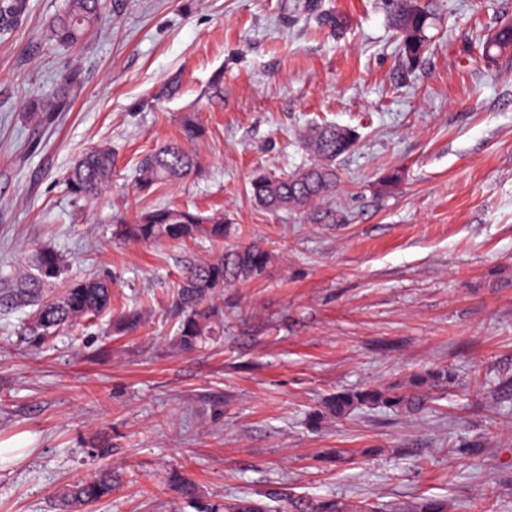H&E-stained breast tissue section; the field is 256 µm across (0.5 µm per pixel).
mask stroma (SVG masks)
I'll use <instances>...</instances> for the list:
<instances>
[{"label":"stroma","mask_w":512,"mask_h":512,"mask_svg":"<svg viewBox=\"0 0 512 512\" xmlns=\"http://www.w3.org/2000/svg\"><path fill=\"white\" fill-rule=\"evenodd\" d=\"M61 4L27 0L0 33V271L54 248L67 276L115 275L113 311L141 307L144 325L125 333L107 314L39 351L16 334L24 312L0 313V512H57L54 492L105 461L112 497L81 512L279 493L274 512L325 499L407 512L426 496L512 512V391L495 388L512 378V49L489 59L480 45L512 0H436L412 69L386 0H108L74 49L50 36ZM336 12L339 33L322 23ZM74 68L69 106L29 111ZM188 113L208 132L191 144L199 172L136 193L137 161ZM323 121L359 135L336 163L330 218L256 207L253 174L306 164L297 137ZM103 141L112 188L78 199L65 178ZM184 202L237 224L225 248L258 239L276 256L264 278L225 289L223 335L191 351L172 295L210 245L112 236L115 214ZM444 367L456 385L423 412H325L336 392ZM326 448L349 457L317 461Z\"/></svg>","instance_id":"1"}]
</instances>
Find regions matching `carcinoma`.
Masks as SVG:
<instances>
[{"instance_id": "cac0c4a2", "label": "carcinoma", "mask_w": 512, "mask_h": 512, "mask_svg": "<svg viewBox=\"0 0 512 512\" xmlns=\"http://www.w3.org/2000/svg\"><path fill=\"white\" fill-rule=\"evenodd\" d=\"M26 0H0V23L6 25L24 12ZM104 8V0H65L63 10L50 25L54 40L72 48L92 31ZM391 23L398 35L402 63L412 69L425 52L432 13L421 0H391ZM512 48V22L499 26L484 43L486 57ZM81 84L77 70L64 77L60 96L41 100L32 106L35 112H54L61 96ZM206 129L188 115L182 121V138L195 141L205 137ZM355 129L334 123L311 124L300 134L302 149L309 161L297 170L275 175L264 171L254 173L250 192L261 208L300 212L325 201L336 190V161L357 145ZM112 146L100 143L83 154L71 171L67 186L78 196L96 198L112 185ZM197 168V161L182 143L172 141L146 155L137 164L135 185L139 192H154L186 178ZM113 234L137 243L205 240L213 247L224 246V238L232 225L224 216H205L188 206L165 205L140 212L132 221L115 217ZM274 262V254L258 241H251L212 259H185L183 274L175 287V308L180 313L178 335L181 343L193 347L208 336L219 333L223 322L214 300L224 296V289L261 279ZM64 268L63 257L43 247L35 251L30 270L0 273V310L30 308L21 323L20 335L34 349H42L61 333L91 322L112 309V277L88 276L59 285ZM122 331L131 332L143 324L141 311L127 308L116 315ZM449 369L425 370L411 376L406 385L382 389L338 392L329 402V409L342 416L359 407L385 412L417 411L429 399L428 390L443 389L452 383ZM112 495V470L101 468L94 475L69 485L58 494L60 512H75L80 506L99 503ZM224 512H269L259 500H241L224 505Z\"/></svg>"}]
</instances>
